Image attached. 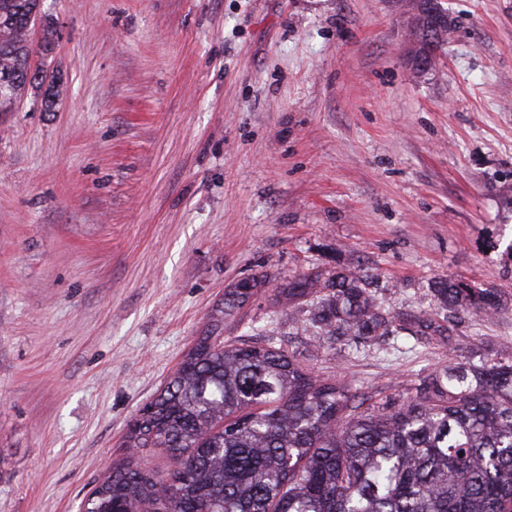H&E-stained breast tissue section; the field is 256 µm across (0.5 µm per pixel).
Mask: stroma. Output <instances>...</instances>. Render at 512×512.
Here are the masks:
<instances>
[{
  "label": "stroma",
  "instance_id": "35a3bbf8",
  "mask_svg": "<svg viewBox=\"0 0 512 512\" xmlns=\"http://www.w3.org/2000/svg\"><path fill=\"white\" fill-rule=\"evenodd\" d=\"M416 70L413 0H44L60 95L0 112V512H78L226 288V341L279 324L318 373L403 402L512 346V307L365 357L295 333L274 290L377 273L391 311L450 276L512 296V0H446Z\"/></svg>",
  "mask_w": 512,
  "mask_h": 512
}]
</instances>
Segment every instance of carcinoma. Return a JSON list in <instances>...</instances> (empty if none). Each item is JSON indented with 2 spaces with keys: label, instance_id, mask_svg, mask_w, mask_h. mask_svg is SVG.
I'll use <instances>...</instances> for the list:
<instances>
[{
  "label": "carcinoma",
  "instance_id": "cac0c4a2",
  "mask_svg": "<svg viewBox=\"0 0 512 512\" xmlns=\"http://www.w3.org/2000/svg\"><path fill=\"white\" fill-rule=\"evenodd\" d=\"M36 0H0V112L45 79L28 78ZM419 44L451 29L415 16ZM361 268L298 275L275 301L304 314L291 325L323 341L371 350L386 336L447 342L450 312L502 308L501 291L439 277L435 308L400 317ZM253 276L224 290L160 393L138 411L127 453L88 497L87 512H512V352L420 379L407 403L377 402L319 374L270 340L224 342V318L258 295ZM163 449L161 481L139 450Z\"/></svg>",
  "mask_w": 512,
  "mask_h": 512
}]
</instances>
